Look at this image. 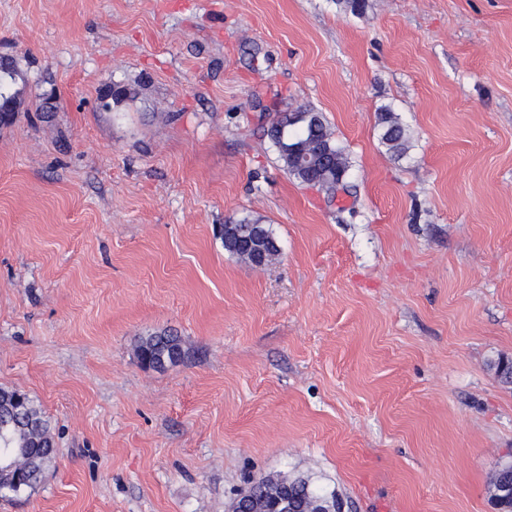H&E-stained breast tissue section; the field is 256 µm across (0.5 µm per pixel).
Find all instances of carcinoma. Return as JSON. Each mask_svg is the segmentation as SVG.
Masks as SVG:
<instances>
[{
    "instance_id": "1",
    "label": "carcinoma",
    "mask_w": 512,
    "mask_h": 512,
    "mask_svg": "<svg viewBox=\"0 0 512 512\" xmlns=\"http://www.w3.org/2000/svg\"><path fill=\"white\" fill-rule=\"evenodd\" d=\"M24 83L10 74L0 75V106L23 96ZM380 140L394 156L405 154L410 141L405 127L394 111L380 110ZM283 169L299 183L315 187L333 196L351 168L349 154L336 140L323 113L299 107L280 111L266 130ZM235 232L222 236L224 250L231 256L253 263L251 254L239 242L263 234L266 261H272L279 248L270 225L260 216L232 219ZM140 362L160 368L178 362L183 356L181 339L162 331L144 336L137 347ZM55 458L54 436L49 421L36 403L17 390L0 391V462L13 467L19 483L0 479V497L6 498L35 489ZM503 485L512 487V460L503 461L491 484V498L501 512H512V495L497 492ZM246 508L249 512L281 510L288 497V512H340L336 495L311 487L304 478L276 476L261 480L249 488Z\"/></svg>"
}]
</instances>
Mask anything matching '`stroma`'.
Returning a JSON list of instances; mask_svg holds the SVG:
<instances>
[{
	"label": "stroma",
	"instance_id": "35a3bbf8",
	"mask_svg": "<svg viewBox=\"0 0 512 512\" xmlns=\"http://www.w3.org/2000/svg\"><path fill=\"white\" fill-rule=\"evenodd\" d=\"M368 4L0 0V56L26 76L0 125V388L56 443L0 512H231L278 474L341 512H496L512 0ZM300 106L351 157L335 196L263 133ZM246 215L279 247L261 268L218 233ZM164 330L181 360L142 365ZM380 140L386 150L394 156L405 154L410 147V141L405 127L391 108L379 111Z\"/></svg>",
	"mask_w": 512,
	"mask_h": 512
}]
</instances>
